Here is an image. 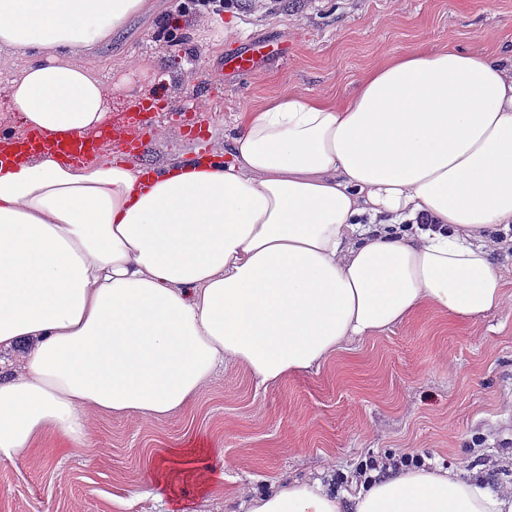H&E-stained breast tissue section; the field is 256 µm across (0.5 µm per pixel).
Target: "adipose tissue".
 Instances as JSON below:
<instances>
[{"mask_svg": "<svg viewBox=\"0 0 512 512\" xmlns=\"http://www.w3.org/2000/svg\"><path fill=\"white\" fill-rule=\"evenodd\" d=\"M147 9L0 0V48L25 61L12 111L48 137L102 126L86 57ZM511 226L512 50L412 49L338 104L283 91L223 149L152 173L0 164V353H21L0 367V462L46 436L90 447L95 415L175 416L227 362L272 385L424 309L476 318L503 302ZM248 512H512V485L390 468L350 498L294 480Z\"/></svg>", "mask_w": 512, "mask_h": 512, "instance_id": "obj_1", "label": "adipose tissue"}]
</instances>
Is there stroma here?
Returning <instances> with one entry per match:
<instances>
[{
    "instance_id": "obj_1",
    "label": "stroma",
    "mask_w": 512,
    "mask_h": 512,
    "mask_svg": "<svg viewBox=\"0 0 512 512\" xmlns=\"http://www.w3.org/2000/svg\"><path fill=\"white\" fill-rule=\"evenodd\" d=\"M151 2L88 59L114 87L105 129H127L145 100H159V131H142L144 168L208 152L286 88L336 102L373 63L411 49H512V0H234L223 27L203 30L171 0ZM255 41L271 57L245 75L230 70ZM140 59L155 81L133 74L118 88L112 63ZM495 262L505 303L478 318L425 310L266 388L228 363L172 418L99 416L89 448L59 451L45 437L25 461L0 463V512H245L239 488L317 479L353 494L362 461L404 452L512 484V251ZM200 446L223 451V493H199L179 473L156 483L165 450Z\"/></svg>"
}]
</instances>
